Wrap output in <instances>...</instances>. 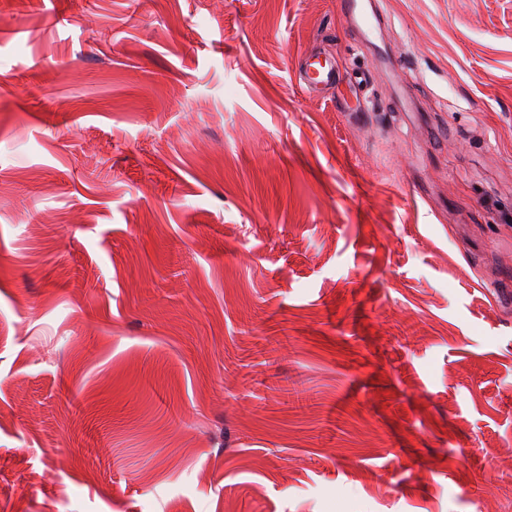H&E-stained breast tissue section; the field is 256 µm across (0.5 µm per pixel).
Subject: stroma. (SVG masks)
<instances>
[{
    "label": "stroma",
    "mask_w": 512,
    "mask_h": 512,
    "mask_svg": "<svg viewBox=\"0 0 512 512\" xmlns=\"http://www.w3.org/2000/svg\"><path fill=\"white\" fill-rule=\"evenodd\" d=\"M364 5L0 0V512L512 505V0ZM358 0H340L339 8L344 18L346 19L348 27L351 29L353 35L358 37L359 35L365 36L372 32L376 26V22L379 23V19L376 15L373 16L367 13H361L359 20L356 18V11L358 9ZM298 71L304 90L313 98L322 97L327 89L335 87L339 81L335 59L315 50L301 56Z\"/></svg>",
    "instance_id": "35a3bbf8"
}]
</instances>
